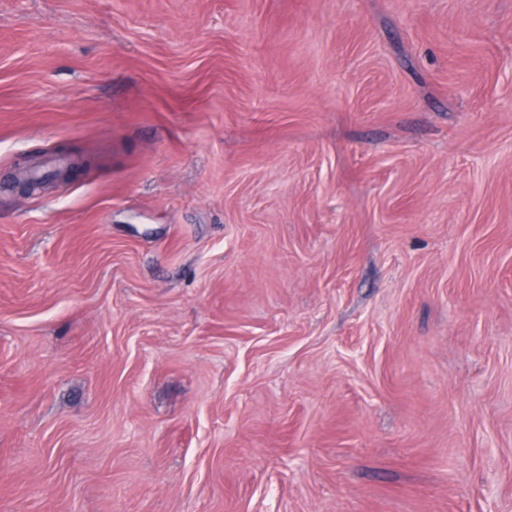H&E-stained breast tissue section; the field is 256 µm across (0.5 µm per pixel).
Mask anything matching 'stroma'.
<instances>
[{
    "instance_id": "1",
    "label": "stroma",
    "mask_w": 512,
    "mask_h": 512,
    "mask_svg": "<svg viewBox=\"0 0 512 512\" xmlns=\"http://www.w3.org/2000/svg\"><path fill=\"white\" fill-rule=\"evenodd\" d=\"M0 512H512V0H0Z\"/></svg>"
}]
</instances>
